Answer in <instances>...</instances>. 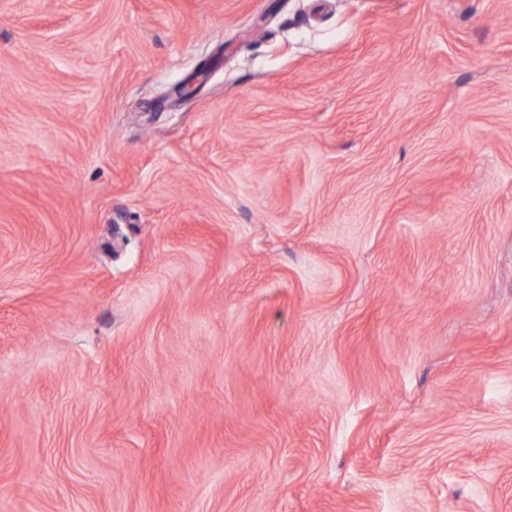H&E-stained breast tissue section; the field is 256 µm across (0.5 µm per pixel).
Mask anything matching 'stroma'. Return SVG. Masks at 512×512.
Listing matches in <instances>:
<instances>
[{
	"label": "stroma",
	"mask_w": 512,
	"mask_h": 512,
	"mask_svg": "<svg viewBox=\"0 0 512 512\" xmlns=\"http://www.w3.org/2000/svg\"><path fill=\"white\" fill-rule=\"evenodd\" d=\"M0 512H512V0H0Z\"/></svg>",
	"instance_id": "1"
}]
</instances>
